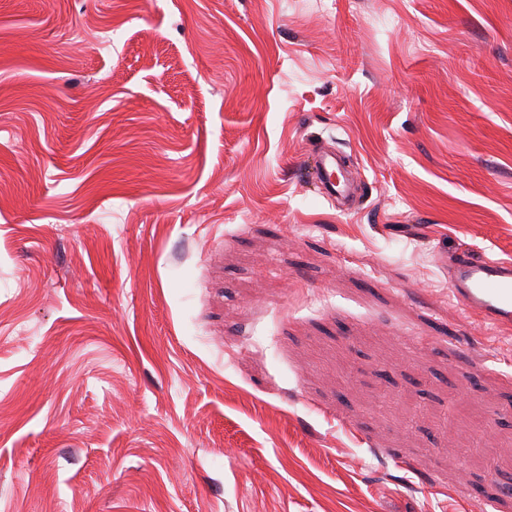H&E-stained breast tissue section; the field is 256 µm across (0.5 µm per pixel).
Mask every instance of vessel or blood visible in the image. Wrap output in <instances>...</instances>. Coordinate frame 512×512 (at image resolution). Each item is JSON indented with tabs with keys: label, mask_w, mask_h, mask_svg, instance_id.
<instances>
[{
	"label": "vessel or blood",
	"mask_w": 512,
	"mask_h": 512,
	"mask_svg": "<svg viewBox=\"0 0 512 512\" xmlns=\"http://www.w3.org/2000/svg\"><path fill=\"white\" fill-rule=\"evenodd\" d=\"M335 152H320L315 174L322 194L328 198L348 196L349 186L337 182L341 166ZM450 295L484 323L497 328L512 326V263L461 252L448 258Z\"/></svg>",
	"instance_id": "1"
}]
</instances>
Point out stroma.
<instances>
[{
	"label": "stroma",
	"mask_w": 512,
	"mask_h": 512,
	"mask_svg": "<svg viewBox=\"0 0 512 512\" xmlns=\"http://www.w3.org/2000/svg\"><path fill=\"white\" fill-rule=\"evenodd\" d=\"M463 250L512 261V0H0V512H512ZM342 165L341 158H336V152L322 151L315 160V174L319 188L324 196L335 199L338 196H349V185L336 182V167Z\"/></svg>",
	"instance_id": "1"
}]
</instances>
